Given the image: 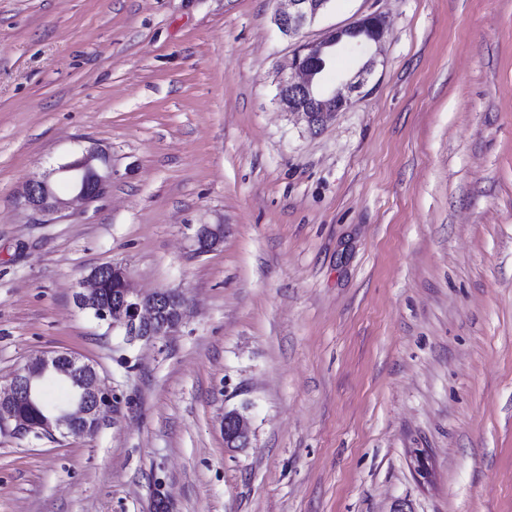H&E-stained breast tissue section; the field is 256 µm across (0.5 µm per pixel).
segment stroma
Listing matches in <instances>:
<instances>
[{
    "label": "stroma",
    "instance_id": "obj_1",
    "mask_svg": "<svg viewBox=\"0 0 512 512\" xmlns=\"http://www.w3.org/2000/svg\"><path fill=\"white\" fill-rule=\"evenodd\" d=\"M277 8L0 0V380L66 351L116 397L91 437L0 430V512H512V0H332L296 39ZM370 14L354 104L282 111L299 43ZM90 146L103 197L18 203ZM112 262L183 292L177 332L75 307ZM192 241L196 254L203 255L212 252L224 242V227L220 224L197 225ZM224 444L228 448L250 447L251 434L247 417L237 409L225 411L222 420Z\"/></svg>",
    "mask_w": 512,
    "mask_h": 512
}]
</instances>
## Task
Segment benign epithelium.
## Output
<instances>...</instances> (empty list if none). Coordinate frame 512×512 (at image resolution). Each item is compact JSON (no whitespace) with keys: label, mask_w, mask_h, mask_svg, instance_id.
Returning <instances> with one entry per match:
<instances>
[{"label":"benign epithelium","mask_w":512,"mask_h":512,"mask_svg":"<svg viewBox=\"0 0 512 512\" xmlns=\"http://www.w3.org/2000/svg\"><path fill=\"white\" fill-rule=\"evenodd\" d=\"M284 6L274 23L286 37L298 36L327 9L330 0H282ZM386 33L384 19L376 14L358 20L348 28H336L313 43L299 46L288 64L289 73L277 82L276 100L280 107L299 114L313 128L322 126L338 112L346 111L354 97L361 94L374 68L367 61L350 77L339 80L327 90L319 79L326 69L332 49L345 40L359 45L378 44ZM112 182L109 156L91 147L52 168L44 178L25 184L20 193L22 205L42 218L62 217L78 203L101 198ZM199 255L219 248L224 242V225L199 224L192 236ZM74 305L95 320L110 327H120L132 340H160L179 329L183 323L185 301L176 290L142 293L130 287L126 271L119 264L92 269L73 295ZM39 371L50 378H62L74 386L69 403L42 416L37 424L22 412V406L35 397L34 376L20 368L5 385H0V426L20 434L39 427V434L93 436L97 433L106 408L112 406V391L105 387L95 365L70 354L42 353L31 358ZM227 448L250 447L247 417L237 409L224 411L222 420Z\"/></svg>","instance_id":"7a95c632"}]
</instances>
